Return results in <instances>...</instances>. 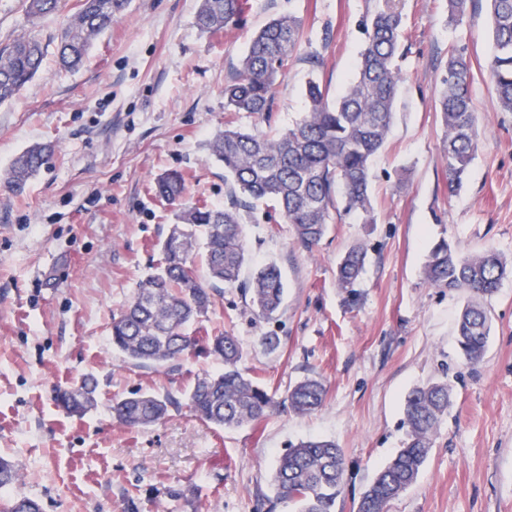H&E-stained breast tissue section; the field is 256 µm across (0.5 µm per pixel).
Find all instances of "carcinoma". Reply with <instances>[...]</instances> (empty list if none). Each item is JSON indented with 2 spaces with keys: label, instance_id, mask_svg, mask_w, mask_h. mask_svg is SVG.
Instances as JSON below:
<instances>
[{
  "label": "carcinoma",
  "instance_id": "1",
  "mask_svg": "<svg viewBox=\"0 0 512 512\" xmlns=\"http://www.w3.org/2000/svg\"><path fill=\"white\" fill-rule=\"evenodd\" d=\"M247 0H200L196 25L203 32L234 26ZM400 0H383L367 8L361 19L363 48L355 77L331 102L327 86L308 82L305 108L288 130L275 138L246 132L229 124L211 143L212 156L224 165L239 199L226 208L184 202L181 174L167 172L154 181L155 193L174 213L175 224L161 244L162 263L138 288L133 299L112 317V346L136 365L164 366L193 353L197 339L189 324L205 314L223 287L239 281L245 264L243 228L237 205L270 201L290 224L307 250L317 246L328 230L330 209L356 213L364 224L375 223L372 204V160L387 138L394 105L404 74L405 32ZM60 0H25L26 14L45 18ZM127 0H79L77 11L55 37L63 68L75 70L86 58L93 40L112 26ZM493 18V53L486 68L499 111L512 112V0H490ZM303 41L301 20L293 15L268 22L253 37L242 60L239 76L224 87V110L270 116L273 89L288 61L298 56ZM44 45L21 36L0 47V103L13 100L37 74ZM473 64L465 49L451 46L446 72L437 97L444 129V158L448 189L460 186L475 155L480 136L470 94ZM53 151L47 144L32 145L19 153L0 176V186L21 191L46 164ZM205 234L208 279H199L189 261L196 228ZM367 259L361 244L352 245L336 265V281L348 304L359 299L356 284ZM512 275V265L498 253L464 254L447 240L431 249L423 268L431 286L464 290L474 296L494 294ZM254 312L269 319L278 312L284 295L280 271L274 265L257 270L251 280ZM489 332L486 310L477 302L461 312L458 344L472 363L482 360ZM207 351L224 363V371L197 380L186 407L200 421L219 428L240 427L264 417L272 399L239 368L242 352L236 337L220 333L208 338ZM97 382L59 387L55 401L70 416H83L94 406ZM321 379L306 377L288 392V407L296 414L318 409L325 398ZM448 383L434 381L413 388L406 397L402 448L375 474L356 512H387L389 503L417 479L437 425L448 409ZM173 398L134 392L112 402V416L124 426H150L165 417ZM344 472V456L335 442L302 441L280 455L274 466L273 486L278 500L293 502L299 512H336ZM7 512H41L37 500L20 496Z\"/></svg>",
  "mask_w": 512,
  "mask_h": 512
}]
</instances>
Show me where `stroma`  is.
I'll return each mask as SVG.
<instances>
[{
  "instance_id": "stroma-1",
  "label": "stroma",
  "mask_w": 512,
  "mask_h": 512,
  "mask_svg": "<svg viewBox=\"0 0 512 512\" xmlns=\"http://www.w3.org/2000/svg\"><path fill=\"white\" fill-rule=\"evenodd\" d=\"M409 50L394 118L372 163L376 221L330 219L313 249L301 247L275 210H241L246 264L191 326L235 336L242 368L274 401L264 418L234 429L187 408L141 429L116 422L113 400L135 391L184 400L196 380L222 370L197 350L165 368H143L112 348L110 326L154 273L173 222L155 196L160 174H183L186 200L227 206L231 186L209 144L226 121L245 130L287 129L304 109L309 78L337 97L353 77L368 0H248L240 22L201 32L198 0H128L79 70L62 69L53 37L77 9L61 0L51 18H29L23 0H0V46L20 35L47 45L42 67L0 104V172L36 143L56 151L22 193L0 190V458L42 512H295L271 488L276 458L320 437L342 448L336 512H354L376 472L401 446L410 389L447 381L452 402L417 481L388 512H512V277L483 305L490 320L483 359L469 363L456 324L471 296L429 286L433 244L492 250L512 262V113L498 109L485 63L492 51L488 0H471L448 26L447 0H401ZM292 14L303 24L301 59L276 83L272 122L229 116L224 86L237 77L253 35ZM476 65L471 97L481 135L463 185L449 191L443 129L435 110L448 48ZM321 63L310 67L307 55ZM367 263L360 300L348 306L336 263L354 244ZM276 264L284 300L274 319L250 304L254 270ZM281 339L277 351L260 336ZM98 382L96 405L67 416L57 387ZM306 377L326 387L308 415L290 411L289 389Z\"/></svg>"
}]
</instances>
